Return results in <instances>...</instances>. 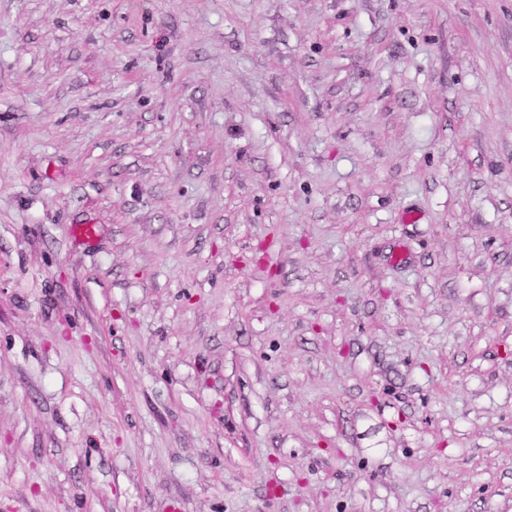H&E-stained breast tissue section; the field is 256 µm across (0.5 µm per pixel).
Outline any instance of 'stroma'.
I'll return each mask as SVG.
<instances>
[{"mask_svg": "<svg viewBox=\"0 0 512 512\" xmlns=\"http://www.w3.org/2000/svg\"><path fill=\"white\" fill-rule=\"evenodd\" d=\"M172 502L512 512V0H0V512Z\"/></svg>", "mask_w": 512, "mask_h": 512, "instance_id": "1", "label": "stroma"}]
</instances>
